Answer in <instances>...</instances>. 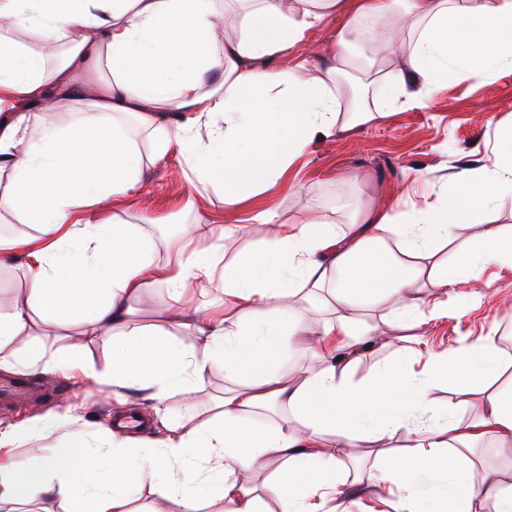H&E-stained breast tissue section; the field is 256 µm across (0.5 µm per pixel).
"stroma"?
Here are the masks:
<instances>
[{
  "mask_svg": "<svg viewBox=\"0 0 512 512\" xmlns=\"http://www.w3.org/2000/svg\"><path fill=\"white\" fill-rule=\"evenodd\" d=\"M510 125L512 64H506L479 84L440 85L427 106L405 102L392 114L356 130L316 137L308 152L274 186L257 189L247 200L226 197L219 187L196 198L189 209L184 206L189 193L187 166L178 150L153 160L146 131L132 125L128 128L129 136L145 158L148 205L140 210L114 201L106 213L139 225L151 246V257L159 266L168 264L176 242L197 224L216 232L222 225L243 223L261 208L276 210L291 222L302 220L301 202L293 192L298 183L305 186L318 210L343 230L352 217L348 201L371 198L384 206L407 187L413 191V202L433 201L446 192L451 175L459 167L473 162L492 165L495 140L500 130ZM146 215L151 218L147 224L142 221ZM482 278L490 286L475 296H467L463 288L449 287L447 317L426 321L406 340L397 339L366 351L352 371L353 380H367L379 366L395 362L402 346L417 345L423 352L437 353L490 333L499 338L504 362L512 363V270L491 267ZM26 375L41 390L54 395L55 400L48 407L34 400L9 403L0 411V427L22 418L58 412L69 405L80 408L79 427L91 435L99 425L110 426L121 418L123 405L111 388L89 379H67L36 368L27 369ZM224 386L223 373L206 375L194 399H185L178 393L171 406L201 420L210 418L216 400L224 395ZM451 404L456 407L460 423H470L474 413L464 396L442 385L434 389L428 406L411 415V430L427 428Z\"/></svg>",
  "mask_w": 512,
  "mask_h": 512,
  "instance_id": "stroma-1",
  "label": "stroma"
}]
</instances>
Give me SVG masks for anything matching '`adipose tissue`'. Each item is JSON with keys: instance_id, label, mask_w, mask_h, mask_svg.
I'll return each instance as SVG.
<instances>
[{"instance_id": "1", "label": "adipose tissue", "mask_w": 512, "mask_h": 512, "mask_svg": "<svg viewBox=\"0 0 512 512\" xmlns=\"http://www.w3.org/2000/svg\"><path fill=\"white\" fill-rule=\"evenodd\" d=\"M227 0H0V216L36 226V236L0 237V264L19 255L28 292L0 315V369L41 362L47 372H75L99 384L143 392L155 406L194 392L207 374L231 380L217 419L183 416L163 437L132 447L130 436L102 429L90 447L75 432L76 413L48 414L0 430V506L35 501L39 512H129L144 470L158 499L178 498L198 512L205 491L231 512H376L340 475L339 448L366 446L383 459L371 484L397 493V512H512V478L471 461L449 464L447 449L471 452L484 438L512 439V381L499 385L494 336L429 354L421 375L391 365L368 381L351 372L380 336L369 324L352 331L353 311L387 305L389 326L420 325L423 290L462 283L482 287L491 265L512 268V230L490 223L512 205V127L499 133L493 166L452 174L446 199L418 206L395 198L382 210L362 204L347 230L304 203V220L256 212L267 232L237 250L249 228L222 226L217 244L181 245V259L160 267L137 227L100 218L103 203L138 206L143 159L121 120L135 119L154 158L179 146L195 195L223 184L238 200L268 186L316 135L374 118L365 107L342 110L339 78L355 71L364 96L386 107L426 104L448 81L481 82L512 61V0H238L237 32L219 39ZM347 21L317 65L307 58L275 67L299 49L307 30L336 14ZM404 66L387 83L374 75L389 57ZM61 111L58 126L37 122ZM480 226L477 238L462 228ZM171 288L172 315L197 339L187 348L160 327L132 325V303L155 282ZM223 284V305L188 310L187 291ZM332 316L315 363L294 379L283 362L305 316L296 304L320 290ZM78 324L83 335L112 337V368L92 370L78 346L44 357L28 337L36 320ZM458 392L483 388L472 423L452 412L398 445L408 410L428 405L441 383ZM280 407L293 423L254 428L249 414ZM57 444L42 458L16 461L15 448L42 433ZM340 440L325 446L326 436ZM272 467L265 494L247 476Z\"/></svg>"}]
</instances>
